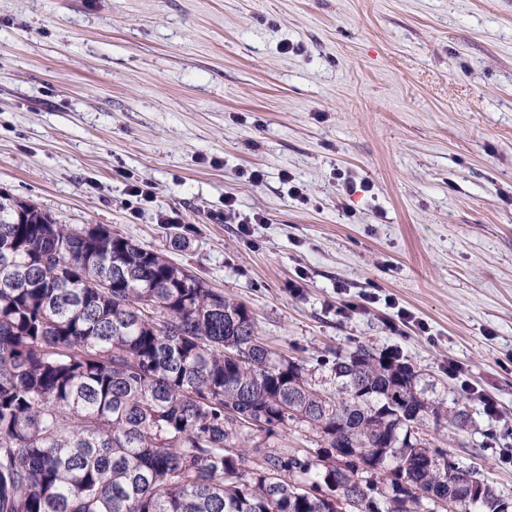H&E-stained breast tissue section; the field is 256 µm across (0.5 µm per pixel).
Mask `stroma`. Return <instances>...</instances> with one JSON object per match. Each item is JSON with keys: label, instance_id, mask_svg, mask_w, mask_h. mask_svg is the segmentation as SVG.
<instances>
[{"label": "stroma", "instance_id": "35a3bbf8", "mask_svg": "<svg viewBox=\"0 0 512 512\" xmlns=\"http://www.w3.org/2000/svg\"><path fill=\"white\" fill-rule=\"evenodd\" d=\"M0 191L167 254L328 391L336 353H399L469 415L431 446L512 501V0H0ZM211 219H215L224 224H238V231L240 234L248 236L250 233L249 224H261L264 222V217L259 213L252 215H243L236 208V199L232 195L224 197V212H219L211 215Z\"/></svg>", "mask_w": 512, "mask_h": 512}]
</instances>
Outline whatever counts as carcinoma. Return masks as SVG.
Instances as JSON below:
<instances>
[{"label": "carcinoma", "instance_id": "obj_1", "mask_svg": "<svg viewBox=\"0 0 512 512\" xmlns=\"http://www.w3.org/2000/svg\"><path fill=\"white\" fill-rule=\"evenodd\" d=\"M331 372L163 252L0 193V512H512L420 436L467 413L411 365L361 344ZM290 423L322 452L249 447Z\"/></svg>", "mask_w": 512, "mask_h": 512}]
</instances>
